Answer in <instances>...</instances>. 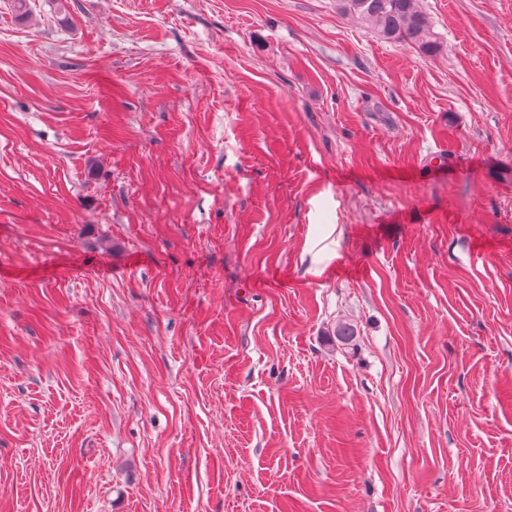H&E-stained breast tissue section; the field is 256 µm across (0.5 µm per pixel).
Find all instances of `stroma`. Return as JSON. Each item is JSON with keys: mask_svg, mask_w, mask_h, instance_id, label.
<instances>
[{"mask_svg": "<svg viewBox=\"0 0 512 512\" xmlns=\"http://www.w3.org/2000/svg\"><path fill=\"white\" fill-rule=\"evenodd\" d=\"M29 4L0 512H512V0ZM418 0H337L339 9L351 15L379 38L416 46L436 55L440 42L429 17L418 9Z\"/></svg>", "mask_w": 512, "mask_h": 512, "instance_id": "35a3bbf8", "label": "stroma"}]
</instances>
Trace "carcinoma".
I'll list each match as a JSON object with an SVG mask.
<instances>
[{"mask_svg":"<svg viewBox=\"0 0 512 512\" xmlns=\"http://www.w3.org/2000/svg\"><path fill=\"white\" fill-rule=\"evenodd\" d=\"M339 9L355 18L379 38L417 47L433 56L440 42L429 17L417 0H337Z\"/></svg>","mask_w":512,"mask_h":512,"instance_id":"cac0c4a2","label":"carcinoma"}]
</instances>
